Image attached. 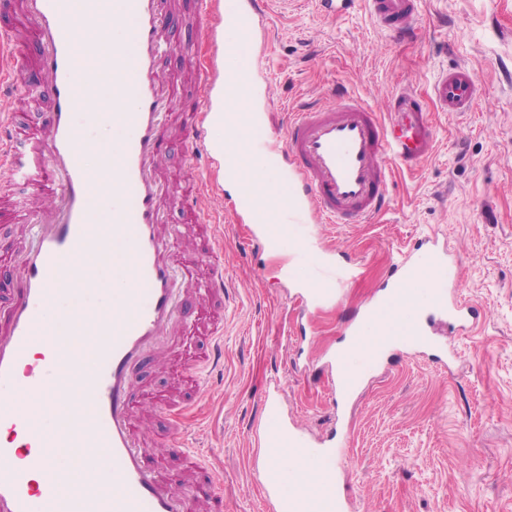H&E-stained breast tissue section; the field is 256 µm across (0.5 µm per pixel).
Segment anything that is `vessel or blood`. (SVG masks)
Masks as SVG:
<instances>
[{"label": "vessel or blood", "mask_w": 512, "mask_h": 512, "mask_svg": "<svg viewBox=\"0 0 512 512\" xmlns=\"http://www.w3.org/2000/svg\"><path fill=\"white\" fill-rule=\"evenodd\" d=\"M364 3L375 24L395 38L411 40L416 35L419 0H315L317 12L333 18ZM162 0H86L88 13L105 23L117 19L122 25L120 41L112 55V97L129 105V112L112 127L117 153L112 181V227L117 232L119 252L113 264L131 275V306L112 314L110 337L95 352L94 370L81 391L89 405L88 419L66 432L48 431L32 440L31 451L0 444V512H224L220 477L200 461H193L201 477L190 492L177 480L157 471L153 449L135 432V408L139 392L137 377L149 360H160L162 343L183 308L177 298V267L171 257L173 228L165 216V188L158 177L164 159L165 118L173 107V92L160 67L172 44L166 32ZM208 16L204 38L211 54L199 71L197 107L186 128V151L190 161L211 155L207 134L216 110L214 91L251 97L253 76L232 74L222 61L240 45L270 41L269 0H235L231 9L217 11L215 0H199ZM24 18L35 33V85L19 89L14 71L0 74V93L44 96L50 104L49 119L37 138L15 124L9 113L0 114V178L48 190L53 203L34 223L30 240L20 246L14 270L17 289L4 320L0 321V423L26 426L32 408L24 392L53 379L48 364L30 363L33 338L44 325L57 296L53 288L63 268L73 263L96 237L94 215L100 197L93 189L98 179L80 150L78 102L92 90L89 74L97 70L92 52H80L73 36L75 20L68 0H21ZM234 30L238 42L225 38ZM483 92L472 70L456 66L444 71L433 85L437 111H471ZM248 150L261 158L265 175L242 174L233 207L237 223L250 226L254 248L279 252L308 261L313 268L301 294L307 310L319 309L335 297L337 288L359 274L356 263L329 262L310 249L313 225L366 224L389 207L392 169L414 172L434 152L435 127L411 88H400L389 100L386 112H378L366 99L347 89L332 86L325 100L302 99L290 109L284 132L267 133L262 119L248 123ZM201 182L185 194L182 208L195 223H206ZM280 195L278 210L257 205L260 189ZM215 268L202 304L224 305L223 239L208 235L199 243ZM436 276L449 288L458 276V264L437 239L418 240L394 263L387 278L390 286L416 285L422 272ZM413 320L414 335L424 337L434 319L453 321L459 329L474 327L480 309L453 296L425 302L414 293L405 296ZM224 367L222 330L211 332L201 346L198 360L187 374L195 395H202L201 377H214ZM282 392L272 387L263 399L266 421L274 431L265 442L301 449L309 460L330 453L334 440L306 435L282 408ZM167 414L168 437L173 447L185 445L191 428L184 409L157 405ZM83 448H97L111 465V493L61 496L55 491L58 469L80 475L87 460ZM39 471L43 489L28 481V471ZM327 486L317 512H351L353 504L335 480L336 467H327ZM284 476L269 470L261 486L268 512H308L306 494L300 489L283 490Z\"/></svg>", "instance_id": "obj_1"}]
</instances>
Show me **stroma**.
<instances>
[{
	"label": "stroma",
	"mask_w": 512,
	"mask_h": 512,
	"mask_svg": "<svg viewBox=\"0 0 512 512\" xmlns=\"http://www.w3.org/2000/svg\"><path fill=\"white\" fill-rule=\"evenodd\" d=\"M173 49L162 60L176 86L167 121V157L160 170L177 266L203 283L210 260L195 249L182 196L191 182L181 117L197 92L203 20L194 0H168ZM275 37L266 73L273 100L271 126L283 127L289 103L323 98L332 85L362 95L377 110L407 86L426 94L444 70L470 67L484 93L471 112L433 115L436 148L414 173L394 170L388 210L370 224H319L315 232L336 256L363 267L336 301L302 317L294 305L305 262L261 252L246 227L231 223L232 191L215 180L208 215L224 236V276L231 295L224 309V380L201 396L190 442L223 478L224 512H265L254 431L263 424V397L280 383L285 407L312 435L335 421L344 446L337 468L353 512H512V0H420L418 35L398 42L376 26L365 6L320 17L312 0L293 9L271 0ZM50 196L35 188L8 192L0 183V312L11 295L12 255L34 211ZM438 234L461 262L456 293L485 317L470 333H453L462 360L447 371L425 356L395 347L386 366L357 388L346 407L333 399L339 373L331 356L346 321L374 299L400 252ZM204 320L191 316L175 336L164 368H145L138 425L157 466L180 476L184 463L163 443L166 425L154 396L187 392L181 374L199 348ZM294 338H287V331Z\"/></svg>",
	"instance_id": "stroma-1"
}]
</instances>
